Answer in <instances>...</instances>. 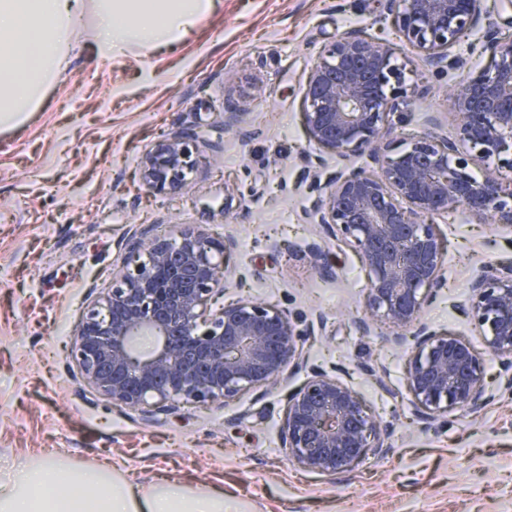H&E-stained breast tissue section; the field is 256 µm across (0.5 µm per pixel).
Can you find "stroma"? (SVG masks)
I'll list each match as a JSON object with an SVG mask.
<instances>
[{"mask_svg":"<svg viewBox=\"0 0 512 512\" xmlns=\"http://www.w3.org/2000/svg\"><path fill=\"white\" fill-rule=\"evenodd\" d=\"M351 30L388 41L404 70L410 107L390 142L427 131L430 116L439 134L454 135V90L491 65L482 31L461 39L465 68L438 73L378 0H214L176 43L118 58L99 53L89 17L39 107L20 126H0V482L52 459L68 472L105 464L116 481L145 487L159 475L193 495L218 487L234 512H512V396L474 417L417 421L407 354L390 343L391 328L365 336L357 327L367 285L357 252L320 232L309 158H323L325 178L370 161L310 142L302 88ZM228 112L237 115L229 129ZM167 135L188 137L195 167L182 191L145 192L142 158ZM432 222L447 248V283L423 318L482 347L455 304L483 264L512 261V231L460 210ZM186 230L235 239L225 301L278 305L314 330L304 364L281 384L227 404L180 401L152 419L97 392L70 349L84 309L125 271L128 241ZM314 245L339 276L313 271ZM315 368L352 385L391 426L388 455L336 475L288 459L287 398Z\"/></svg>","mask_w":512,"mask_h":512,"instance_id":"obj_1","label":"stroma"}]
</instances>
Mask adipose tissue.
Returning <instances> with one entry per match:
<instances>
[{"mask_svg": "<svg viewBox=\"0 0 512 512\" xmlns=\"http://www.w3.org/2000/svg\"><path fill=\"white\" fill-rule=\"evenodd\" d=\"M212 8L213 0H0V125L22 123L40 104L87 11L97 17L99 51L118 56L174 42ZM0 512H224V493L117 485L102 465L71 475L43 462L0 483Z\"/></svg>", "mask_w": 512, "mask_h": 512, "instance_id": "adipose-tissue-1", "label": "adipose tissue"}]
</instances>
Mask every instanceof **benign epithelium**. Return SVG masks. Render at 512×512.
Listing matches in <instances>:
<instances>
[{
    "label": "benign epithelium",
    "instance_id": "7a95c632",
    "mask_svg": "<svg viewBox=\"0 0 512 512\" xmlns=\"http://www.w3.org/2000/svg\"><path fill=\"white\" fill-rule=\"evenodd\" d=\"M380 6L426 65L443 69L461 37L478 28L481 0H380ZM489 69L470 76L453 93L455 137L423 132L397 148L382 144L389 117L405 118L403 72L381 39L356 31L340 34L312 67L304 87L303 118L310 140L345 158L364 152L371 170L352 168L311 187L319 194L320 228L354 247L367 272L360 332L374 320L394 330L391 342L408 353L404 381L415 416L429 424L445 411L475 416L498 396L512 395V263L483 267L460 308L482 332L485 351L423 321L426 305L445 286L442 237L424 218L458 208L512 229V186L474 161L501 160L512 152V39L488 23ZM194 167L188 140L158 141L142 159L148 189L176 192ZM236 242L195 231L177 240L140 238L131 245L134 268L82 316L71 357L81 374L112 403L150 417L182 399L196 404L228 402L276 385L287 369L304 362L307 331L288 310L239 299L219 308L206 328L203 309L224 293L223 261ZM314 271L335 274L319 247L310 249ZM499 359L496 386L485 379V355ZM391 431L380 427L352 386L314 372L288 395L282 445L309 470L334 475L369 454L391 450Z\"/></svg>",
    "mask_w": 512,
    "mask_h": 512
}]
</instances>
